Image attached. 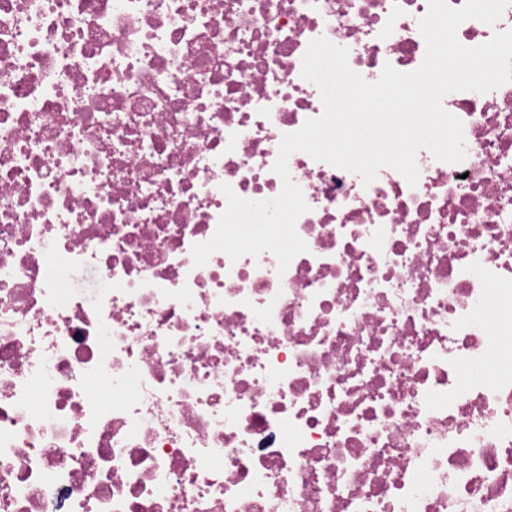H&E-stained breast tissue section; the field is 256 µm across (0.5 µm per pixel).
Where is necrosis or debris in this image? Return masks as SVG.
I'll use <instances>...</instances> for the list:
<instances>
[{"label":"necrosis or debris","mask_w":512,"mask_h":512,"mask_svg":"<svg viewBox=\"0 0 512 512\" xmlns=\"http://www.w3.org/2000/svg\"><path fill=\"white\" fill-rule=\"evenodd\" d=\"M428 0H0V512H512V82L409 185L303 152L309 43L420 67ZM470 381L461 384L459 375Z\"/></svg>","instance_id":"4bbe7bcc"}]
</instances>
